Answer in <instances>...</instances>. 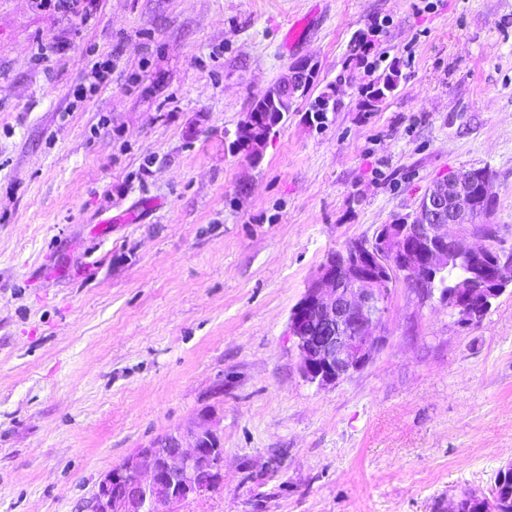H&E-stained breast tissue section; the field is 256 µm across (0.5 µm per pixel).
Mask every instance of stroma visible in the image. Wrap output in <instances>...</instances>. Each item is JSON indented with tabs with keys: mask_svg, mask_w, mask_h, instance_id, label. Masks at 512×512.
<instances>
[{
	"mask_svg": "<svg viewBox=\"0 0 512 512\" xmlns=\"http://www.w3.org/2000/svg\"><path fill=\"white\" fill-rule=\"evenodd\" d=\"M102 56L111 81L74 101ZM302 60L313 83L261 160L232 151ZM472 166L512 248V0H95L85 21L0 0V512H91L137 449L212 423L220 482L176 512L490 496L512 462V287L463 327L394 284L374 359L330 388L288 334L329 253ZM397 85V75L392 72L386 74L382 79L377 80L372 84V90H370L366 96V103L370 109L377 107L386 96L393 92Z\"/></svg>",
	"mask_w": 512,
	"mask_h": 512,
	"instance_id": "obj_1",
	"label": "stroma"
}]
</instances>
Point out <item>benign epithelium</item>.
I'll return each mask as SVG.
<instances>
[{
	"mask_svg": "<svg viewBox=\"0 0 512 512\" xmlns=\"http://www.w3.org/2000/svg\"><path fill=\"white\" fill-rule=\"evenodd\" d=\"M313 78L310 63L292 65L279 85L280 99H293ZM475 187L483 204L495 201L487 170L451 171L424 192L414 213L385 225L371 240L347 242L322 263L289 319V335L296 339L300 373L307 382L334 386L368 365L381 343L371 331L387 313V286L397 277L422 297H431L430 277L447 267L450 250L494 258L482 308H490L512 284V251L477 225L482 208L472 193ZM466 238L482 245L466 248ZM457 292L459 300L448 303V309L466 327L476 321L470 305L475 289L462 280ZM216 435L212 428L193 436L187 448L170 438L138 450L101 480L92 512H173L182 499L208 492L211 480L199 474L222 469L223 449L210 445Z\"/></svg>",
	"mask_w": 512,
	"mask_h": 512,
	"instance_id": "obj_1",
	"label": "benign epithelium"
}]
</instances>
